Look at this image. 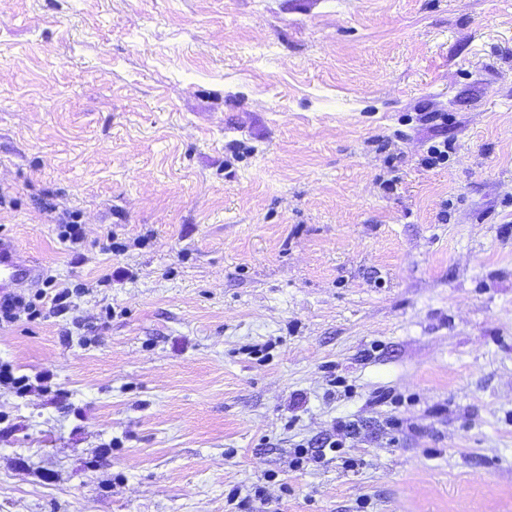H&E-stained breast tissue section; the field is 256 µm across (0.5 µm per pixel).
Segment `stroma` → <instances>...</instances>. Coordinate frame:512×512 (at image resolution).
I'll use <instances>...</instances> for the list:
<instances>
[{
	"mask_svg": "<svg viewBox=\"0 0 512 512\" xmlns=\"http://www.w3.org/2000/svg\"><path fill=\"white\" fill-rule=\"evenodd\" d=\"M0 195V512H512V0H0ZM43 269L14 241L0 237V325L14 324L26 315L34 320L41 316L44 291L33 295L13 293L36 286L42 278Z\"/></svg>",
	"mask_w": 512,
	"mask_h": 512,
	"instance_id": "1",
	"label": "stroma"
}]
</instances>
